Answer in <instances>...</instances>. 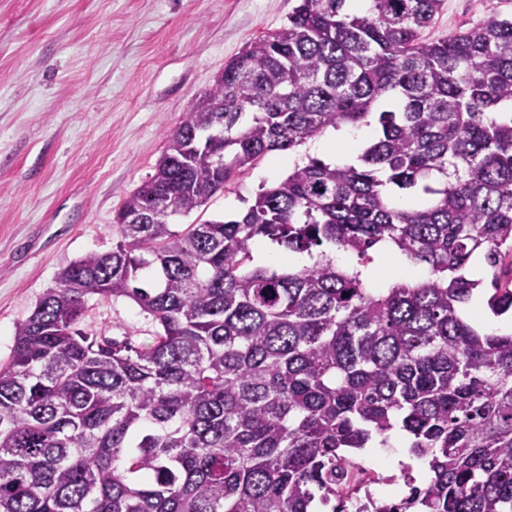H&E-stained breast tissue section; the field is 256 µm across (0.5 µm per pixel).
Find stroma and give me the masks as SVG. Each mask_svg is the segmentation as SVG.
<instances>
[{
	"label": "stroma",
	"instance_id": "obj_1",
	"mask_svg": "<svg viewBox=\"0 0 512 512\" xmlns=\"http://www.w3.org/2000/svg\"><path fill=\"white\" fill-rule=\"evenodd\" d=\"M297 0H0V363L16 324L59 271L112 248V224L147 183L170 132L227 61L286 25ZM512 0H444L426 40L444 38ZM309 145L273 152L178 224L234 217L261 186L305 162ZM94 336L149 342L155 326L128 299H91L79 323ZM400 433L364 460L405 465Z\"/></svg>",
	"mask_w": 512,
	"mask_h": 512
}]
</instances>
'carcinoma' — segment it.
<instances>
[{
	"label": "carcinoma",
	"instance_id": "cac0c4a2",
	"mask_svg": "<svg viewBox=\"0 0 512 512\" xmlns=\"http://www.w3.org/2000/svg\"><path fill=\"white\" fill-rule=\"evenodd\" d=\"M443 3L299 0L224 65L112 250L17 324L0 512H317L346 450L395 429L432 476L375 512H512V334L460 315L477 253L490 309L512 311V17L423 40ZM348 125L375 126L357 163L310 158L244 215L171 229L267 153ZM258 238L308 262L255 266ZM384 242L427 276L371 287ZM93 297L135 302L151 341L80 329Z\"/></svg>",
	"mask_w": 512,
	"mask_h": 512
}]
</instances>
